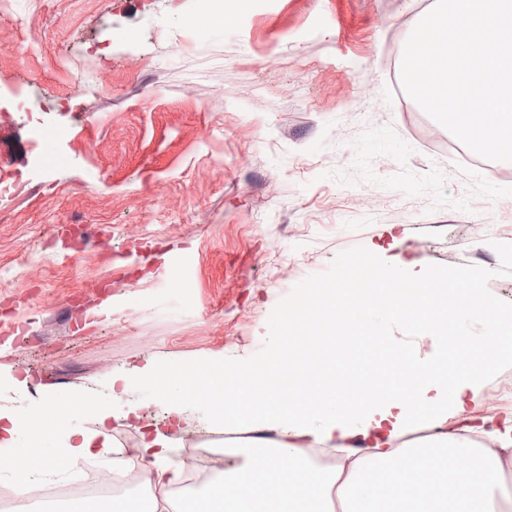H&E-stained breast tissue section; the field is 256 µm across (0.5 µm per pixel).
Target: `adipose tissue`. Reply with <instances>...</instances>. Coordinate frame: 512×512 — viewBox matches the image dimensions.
Instances as JSON below:
<instances>
[{
    "instance_id": "adipose-tissue-1",
    "label": "adipose tissue",
    "mask_w": 512,
    "mask_h": 512,
    "mask_svg": "<svg viewBox=\"0 0 512 512\" xmlns=\"http://www.w3.org/2000/svg\"><path fill=\"white\" fill-rule=\"evenodd\" d=\"M361 279L374 287L373 299L362 307L350 308L347 287L329 290L320 304L327 313L343 311L356 335L392 318L411 325L413 336L396 357L392 390L376 391L367 380L353 401H345L331 381L332 331L311 361L297 354L291 337L280 336L276 355L248 369L221 366L202 375L181 368L167 376L161 392L171 418L190 400L208 405L214 421L251 434L245 444L225 449L224 469L190 489L184 512H512V488L499 479L512 464V411L485 430L483 445L462 443L460 434L446 430L449 420L479 400L484 378L512 347V321L476 284L444 288L436 277L405 278L402 265L369 262ZM452 323L469 348L453 367L447 338ZM476 324L482 331L474 336L470 328ZM427 339L435 348L430 355L421 351ZM74 416L91 418L94 428L74 431ZM110 416L82 392L62 400L49 392L31 409L0 412L1 448L12 447L22 434L58 441L42 448L34 467L19 470L17 496L65 471L72 459L98 458L110 445ZM418 431L423 439L411 440ZM356 436L367 439L364 450L349 446ZM172 443L159 430L142 436L133 461L154 475L142 512H160L183 480L182 466L171 461ZM316 445L339 452L333 470L311 469L307 450Z\"/></svg>"
}]
</instances>
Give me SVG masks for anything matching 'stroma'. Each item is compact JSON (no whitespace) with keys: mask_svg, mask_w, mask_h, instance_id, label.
Segmentation results:
<instances>
[{"mask_svg":"<svg viewBox=\"0 0 512 512\" xmlns=\"http://www.w3.org/2000/svg\"><path fill=\"white\" fill-rule=\"evenodd\" d=\"M13 0L0 13V311L30 344L0 351V409L47 391L121 413L112 453L168 404L112 379L180 365L244 368L307 291L365 259L409 277L478 278L512 317V162L479 159L405 92V43L435 0ZM81 78V109L62 108ZM23 86L41 130L11 111ZM512 408V353L475 416ZM235 435L184 409L186 448Z\"/></svg>","mask_w":512,"mask_h":512,"instance_id":"obj_1","label":"stroma"}]
</instances>
